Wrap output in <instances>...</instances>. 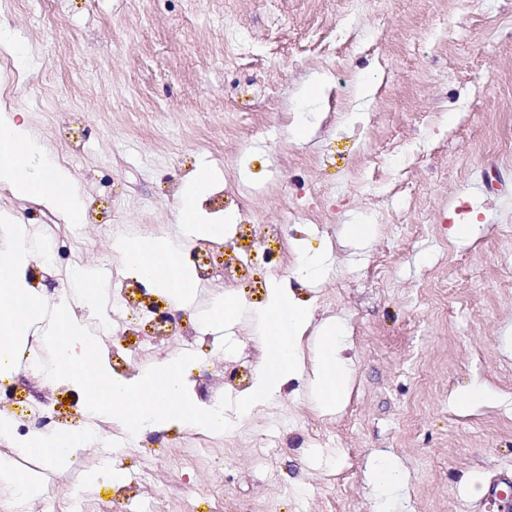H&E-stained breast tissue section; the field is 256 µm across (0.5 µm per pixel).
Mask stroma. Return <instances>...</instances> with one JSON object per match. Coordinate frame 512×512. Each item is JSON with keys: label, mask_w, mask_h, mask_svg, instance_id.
Segmentation results:
<instances>
[{"label": "stroma", "mask_w": 512, "mask_h": 512, "mask_svg": "<svg viewBox=\"0 0 512 512\" xmlns=\"http://www.w3.org/2000/svg\"><path fill=\"white\" fill-rule=\"evenodd\" d=\"M49 10L51 38L0 0V25L28 48L13 64L18 81L2 74L0 90L92 215L67 224L0 185V216L31 235L56 226L63 256L35 289H70L73 247L86 262L114 256L117 224L223 261L178 220L203 171L205 212L287 224L290 296L311 314L287 391L234 419V444L216 435L211 466L178 477L158 468V483L177 478L190 491L169 512H210L209 491L226 485L224 512H243L285 483L310 495L279 499L278 512H478L474 487L512 472V0H51ZM316 74L329 86L314 101L305 87ZM43 81L61 90L51 112L25 98ZM362 83L373 89L364 100ZM299 125L307 142L293 137ZM469 223L470 237L455 238L453 226ZM348 224L370 225V243L350 242ZM304 247L327 258L318 277L298 273ZM239 274L228 285L216 271L181 310L195 347L175 335L149 348L151 360L191 351L192 375L232 367L277 282L259 267ZM228 292L241 314L207 326L202 313ZM333 320L348 383L326 408L312 397V359ZM475 382L495 401L463 406ZM281 415L300 437L333 435L336 451L304 446L279 455L273 474L254 472L253 441ZM346 448L359 469L336 488L326 476L348 467ZM381 455L406 473L389 496L370 483Z\"/></svg>", "instance_id": "obj_1"}]
</instances>
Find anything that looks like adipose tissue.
I'll return each instance as SVG.
<instances>
[{"label": "adipose tissue", "mask_w": 512, "mask_h": 512, "mask_svg": "<svg viewBox=\"0 0 512 512\" xmlns=\"http://www.w3.org/2000/svg\"><path fill=\"white\" fill-rule=\"evenodd\" d=\"M207 183V175L201 172L186 186L180 200V221L191 236L217 241L224 237L225 224L204 219L198 210ZM0 184L19 197L57 212L65 223L82 220L83 203L71 176L57 167L24 124L6 111L0 113ZM118 250L130 273L151 290L173 297L180 306L192 298L195 272L182 260L178 245L170 241L154 243L156 258L149 263L142 258L135 240H122ZM341 342L342 331L335 323L325 326L318 339L313 386L317 400L324 406L336 404L345 391L348 370L340 356Z\"/></svg>", "instance_id": "obj_1"}]
</instances>
